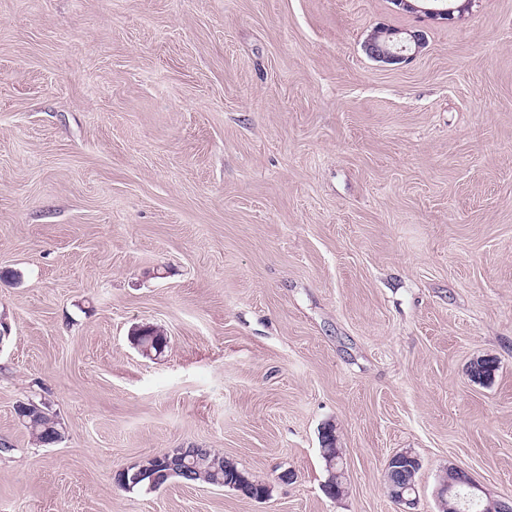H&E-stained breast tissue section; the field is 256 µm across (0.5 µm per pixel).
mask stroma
I'll use <instances>...</instances> for the list:
<instances>
[{
    "label": "stroma",
    "mask_w": 512,
    "mask_h": 512,
    "mask_svg": "<svg viewBox=\"0 0 512 512\" xmlns=\"http://www.w3.org/2000/svg\"><path fill=\"white\" fill-rule=\"evenodd\" d=\"M1 271L0 512H398L406 449L418 512L512 498V0H0ZM172 448L270 495L115 483ZM421 0H393V3L398 9L413 12L418 14L427 20L436 21H451L455 19V13L458 17H462L472 7L474 0H455L461 2L459 4L446 2L444 0H432L435 4L431 6L418 5ZM417 3V4H416ZM394 29L391 28H378L377 31V43L384 46H379L375 43L374 39L368 37L364 42V50L365 52L374 60L378 62H382L388 65H399L403 62H406L410 59L411 55L405 54L409 50L408 42H413L415 45L419 44L420 34L413 33L409 34V38L406 40H397V44L393 46H387L386 44H391L390 38H392L391 33ZM406 42V43H405ZM39 411L41 413L26 420L23 426L35 442L45 446L53 445L57 443V439L61 438L59 423L40 407ZM420 466L417 456L407 452L392 455L386 464L393 472V480L387 485L388 496L397 504L400 512H415L417 507V491L413 484L405 483L403 476L408 470ZM445 483L440 486L438 491L439 511L443 512L447 508L448 497L454 495L459 502L468 503L476 498H480L478 492L487 495V493L475 482L472 481L469 474L463 469L448 465L446 470Z\"/></svg>",
    "instance_id": "obj_1"
}]
</instances>
